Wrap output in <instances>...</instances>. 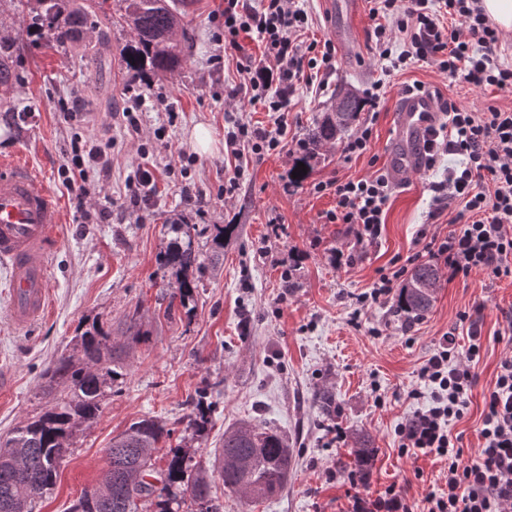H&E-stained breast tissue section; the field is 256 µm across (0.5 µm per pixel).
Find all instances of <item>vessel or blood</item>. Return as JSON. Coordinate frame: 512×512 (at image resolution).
Returning a JSON list of instances; mask_svg holds the SVG:
<instances>
[{
	"mask_svg": "<svg viewBox=\"0 0 512 512\" xmlns=\"http://www.w3.org/2000/svg\"><path fill=\"white\" fill-rule=\"evenodd\" d=\"M361 10V0H325L328 30L348 57L362 41ZM452 109V104L430 92L411 90L403 95L389 146V174L395 185L405 186L410 176L420 171L427 128L439 125ZM60 222L58 202L37 187L32 168L1 157L0 261L8 267L9 320L15 328L29 327L46 311Z\"/></svg>",
	"mask_w": 512,
	"mask_h": 512,
	"instance_id": "vessel-or-blood-1",
	"label": "vessel or blood"
}]
</instances>
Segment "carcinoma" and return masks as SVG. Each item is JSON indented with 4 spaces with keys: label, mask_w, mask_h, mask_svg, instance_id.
Listing matches in <instances>:
<instances>
[{
    "label": "carcinoma",
    "mask_w": 512,
    "mask_h": 512,
    "mask_svg": "<svg viewBox=\"0 0 512 512\" xmlns=\"http://www.w3.org/2000/svg\"><path fill=\"white\" fill-rule=\"evenodd\" d=\"M179 0H112V14L99 13L100 0H0V123L18 125L25 109L9 93L21 79L24 40L55 49L78 45L84 35L116 20L130 39L123 47L126 68L141 75L173 73L193 55L195 37L183 23ZM21 13L25 38L9 33L5 5ZM364 100L343 87L336 93V109L308 130L301 149L304 160L319 157L321 149L342 137L358 119ZM176 234L162 255V263L178 273L170 301L185 303L198 287L194 273L203 262L183 224L170 225ZM438 269L431 263L414 267L398 290L394 311L420 317L432 306ZM122 352L111 336L95 324L74 337L72 352L64 353L48 373V390L60 396L42 414L0 438V512H32L36 500L50 490L59 476L73 437L85 423L102 413L105 387L120 372ZM209 423L199 407L185 431L199 435ZM171 436L160 421L143 418L112 438L107 448L110 469L93 489L100 512H221L212 495L210 470L194 461L184 448H171L165 466L158 468L154 454ZM291 448L284 437L263 423H243L224 431V446L217 457L224 488L253 502L277 493L288 480ZM355 472L368 473L374 458L370 440H355Z\"/></svg>",
    "instance_id": "1"
}]
</instances>
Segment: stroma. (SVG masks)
Returning <instances> with one entry per match:
<instances>
[{"label":"stroma","mask_w":512,"mask_h":512,"mask_svg":"<svg viewBox=\"0 0 512 512\" xmlns=\"http://www.w3.org/2000/svg\"><path fill=\"white\" fill-rule=\"evenodd\" d=\"M224 0H185V23L196 47L191 63L166 77H139L123 62L126 41L118 27L105 31L104 45L88 34L85 46L51 50L24 48V80L14 97L29 108L18 128H0V156L17 155L35 171L38 184L57 198L61 241L53 258L50 306L27 330L7 316V273L0 266V373L12 379L0 391V437L50 407L43 390L45 373L85 325L99 323L112 338L136 327L143 334L125 359L124 374L106 388L99 419L78 434L59 477L33 512H69L73 503L103 479L113 436L132 422L154 417L184 443L195 459L211 467L226 428L260 422L283 434L295 465L287 484L272 497L251 504L216 485L223 512H348L355 494L377 496L388 488L406 491L423 503L446 486L448 463L435 457L411 459L399 452L398 428L419 408L412 391L429 394L419 376L421 365L448 331L465 336L459 316L471 314L482 336L470 406L449 430L460 436L466 456L478 453L484 396L501 361L512 356L499 332L512 316V277L494 278L476 271L455 280L440 279L431 309L405 320L391 303L364 308L358 295L370 291L379 269L396 257L416 252L420 225L433 223L447 233L435 210L431 183L460 164L444 155L436 166L420 170L406 187L395 189L381 236L357 242L350 225L330 224L336 206L329 193H317L321 180L359 179L387 167L399 99L413 84L472 112L489 106L512 107V93L449 82L431 65L416 64L388 74L370 37L372 21L363 17L360 50L353 59L337 57L326 89L298 84L287 106L288 136L281 151L249 157L235 192L224 190V126L233 115L257 126L270 118L262 106L239 99L226 104L238 82L235 61L212 66L224 45ZM384 85L377 111H363L373 135L366 154L350 156L343 141L327 144L311 163L308 177L294 181L297 142L324 113L332 111L338 85L366 93ZM143 90L139 131L123 125L127 86ZM83 101V118L68 122L64 101ZM209 129L210 150L199 148L196 126ZM99 143L112 158L106 181H91L85 200L65 183L75 138ZM148 148L154 166L153 206L140 216L128 201L126 178L142 164ZM111 197L112 217L84 224L80 209H94ZM186 224L205 267L192 300L174 304V269L159 257L172 238V224ZM234 225L223 250L213 248V227ZM355 256L345 266L341 256ZM332 393L336 410L325 415L316 396ZM207 392L210 423L202 436L188 437L184 427ZM370 436L375 448L369 477L353 483L354 438Z\"/></svg>","instance_id":"35a3bbf8"}]
</instances>
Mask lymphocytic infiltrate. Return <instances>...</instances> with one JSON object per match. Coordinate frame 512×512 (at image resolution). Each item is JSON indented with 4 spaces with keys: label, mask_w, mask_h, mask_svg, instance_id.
<instances>
[{
    "label": "lymphocytic infiltrate",
    "mask_w": 512,
    "mask_h": 512,
    "mask_svg": "<svg viewBox=\"0 0 512 512\" xmlns=\"http://www.w3.org/2000/svg\"><path fill=\"white\" fill-rule=\"evenodd\" d=\"M375 48L391 70L403 71L422 62L436 66L449 82L478 88L512 91V67L500 63L499 32L487 19L480 0H370ZM308 14L300 0H262L253 8L248 0H224V45L239 49L240 33L257 35L264 45L261 58L239 67L241 81L231 96H246L262 104L271 126L231 120L224 133L227 153L263 155L281 148L288 129L286 106L310 72L321 75L327 87L335 68L331 42H305L301 34ZM401 51H394V42ZM427 166L440 153L462 158L446 180L433 183L438 210L456 208L446 235L421 228V250L405 264L380 273L366 299L384 303L393 294L409 265L429 260L443 264L449 279L485 271L500 277L512 274V108L472 112L453 108L447 127L428 130ZM108 179L111 160L105 150L88 142L76 147L63 175L69 186L84 187L88 173ZM316 192L333 191L336 208L332 223L351 225L358 242L378 238L393 185L377 172L359 180L315 183ZM468 346L459 349L448 334L422 365L419 376L431 389L430 401L415 410L398 429L399 451L409 457L438 456L448 460V490L425 498L426 512H512V357L499 366L496 381L484 397L482 448L465 457L459 438L448 425L461 418L470 404L482 342L477 325H469Z\"/></svg>",
    "instance_id": "lymphocytic-infiltrate-1"
}]
</instances>
